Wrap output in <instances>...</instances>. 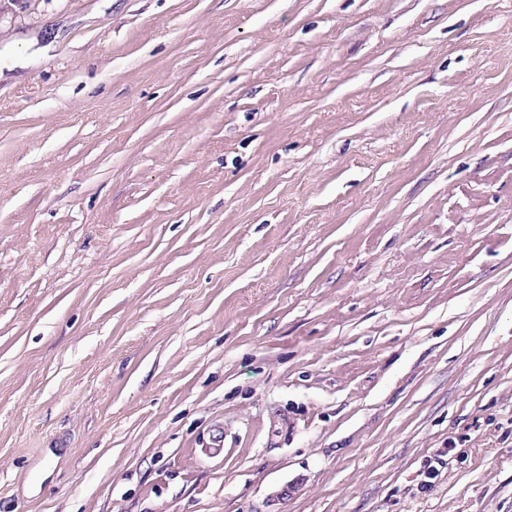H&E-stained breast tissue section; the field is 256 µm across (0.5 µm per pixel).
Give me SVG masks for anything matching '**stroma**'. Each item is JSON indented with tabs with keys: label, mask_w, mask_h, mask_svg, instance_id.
Returning a JSON list of instances; mask_svg holds the SVG:
<instances>
[{
	"label": "stroma",
	"mask_w": 512,
	"mask_h": 512,
	"mask_svg": "<svg viewBox=\"0 0 512 512\" xmlns=\"http://www.w3.org/2000/svg\"><path fill=\"white\" fill-rule=\"evenodd\" d=\"M0 512H512V0H0Z\"/></svg>",
	"instance_id": "stroma-1"
}]
</instances>
